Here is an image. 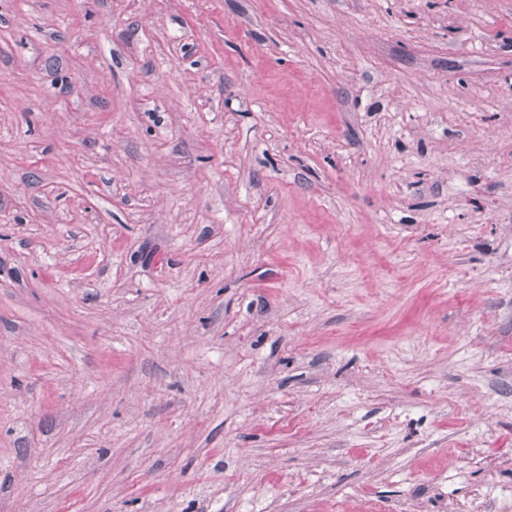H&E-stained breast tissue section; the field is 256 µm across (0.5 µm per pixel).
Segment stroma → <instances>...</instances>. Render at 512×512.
Returning a JSON list of instances; mask_svg holds the SVG:
<instances>
[{"instance_id":"35a3bbf8","label":"stroma","mask_w":512,"mask_h":512,"mask_svg":"<svg viewBox=\"0 0 512 512\" xmlns=\"http://www.w3.org/2000/svg\"><path fill=\"white\" fill-rule=\"evenodd\" d=\"M0 512H512V0H0Z\"/></svg>"}]
</instances>
